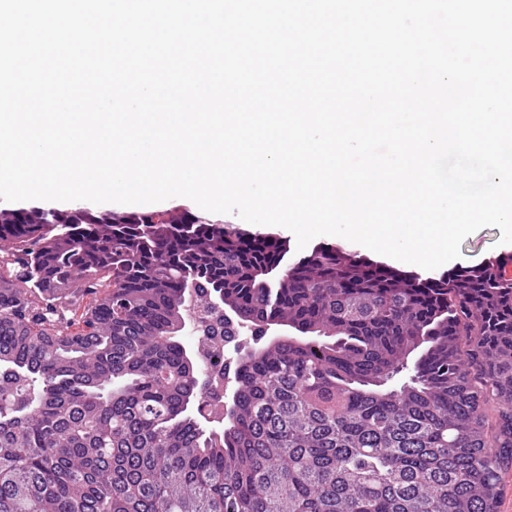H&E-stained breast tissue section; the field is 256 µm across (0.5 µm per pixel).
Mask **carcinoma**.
Returning a JSON list of instances; mask_svg holds the SVG:
<instances>
[{
	"instance_id": "cac0c4a2",
	"label": "carcinoma",
	"mask_w": 512,
	"mask_h": 512,
	"mask_svg": "<svg viewBox=\"0 0 512 512\" xmlns=\"http://www.w3.org/2000/svg\"><path fill=\"white\" fill-rule=\"evenodd\" d=\"M9 216L0 512H496L512 466L502 260L421 279L323 246L272 280L285 245L231 224ZM192 305L226 336L302 337L216 370L176 340Z\"/></svg>"
}]
</instances>
